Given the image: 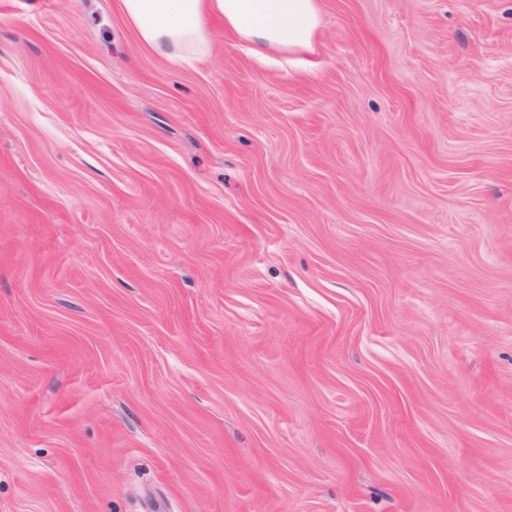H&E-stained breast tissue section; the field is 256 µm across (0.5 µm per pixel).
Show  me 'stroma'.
<instances>
[{
    "label": "stroma",
    "instance_id": "obj_1",
    "mask_svg": "<svg viewBox=\"0 0 512 512\" xmlns=\"http://www.w3.org/2000/svg\"><path fill=\"white\" fill-rule=\"evenodd\" d=\"M118 2L0 0V512H512V0ZM138 40L172 62L192 63L209 50V21L251 45L268 49H310L318 25L317 0H119Z\"/></svg>",
    "mask_w": 512,
    "mask_h": 512
}]
</instances>
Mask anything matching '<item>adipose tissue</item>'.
Here are the masks:
<instances>
[{
  "label": "adipose tissue",
  "mask_w": 512,
  "mask_h": 512,
  "mask_svg": "<svg viewBox=\"0 0 512 512\" xmlns=\"http://www.w3.org/2000/svg\"><path fill=\"white\" fill-rule=\"evenodd\" d=\"M138 40L173 62L201 59L211 42L209 22L247 41L253 55L268 49H308L318 25L317 0H119Z\"/></svg>",
  "instance_id": "ef3b65f1"
}]
</instances>
